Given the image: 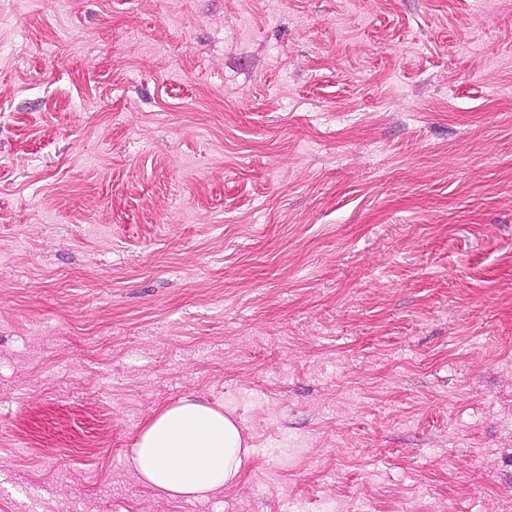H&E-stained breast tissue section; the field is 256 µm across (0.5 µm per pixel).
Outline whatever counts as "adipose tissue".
<instances>
[{
    "mask_svg": "<svg viewBox=\"0 0 512 512\" xmlns=\"http://www.w3.org/2000/svg\"><path fill=\"white\" fill-rule=\"evenodd\" d=\"M249 452L230 415L184 398L146 427L128 463L144 485L162 496L204 499L237 478Z\"/></svg>",
    "mask_w": 512,
    "mask_h": 512,
    "instance_id": "1",
    "label": "adipose tissue"
}]
</instances>
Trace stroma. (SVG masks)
Instances as JSON below:
<instances>
[{"label":"stroma","mask_w":512,"mask_h":512,"mask_svg":"<svg viewBox=\"0 0 512 512\" xmlns=\"http://www.w3.org/2000/svg\"><path fill=\"white\" fill-rule=\"evenodd\" d=\"M326 505L512 512V0H0V512ZM249 452L230 415L183 398L153 419L127 461L140 481L162 496L206 499L237 478Z\"/></svg>","instance_id":"35a3bbf8"}]
</instances>
